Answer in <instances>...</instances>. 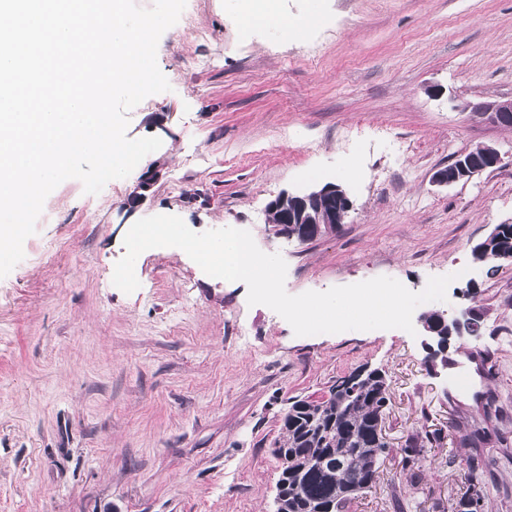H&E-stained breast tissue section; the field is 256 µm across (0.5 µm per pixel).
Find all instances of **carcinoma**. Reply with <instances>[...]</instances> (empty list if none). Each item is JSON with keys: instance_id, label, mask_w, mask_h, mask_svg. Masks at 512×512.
<instances>
[{"instance_id": "obj_1", "label": "carcinoma", "mask_w": 512, "mask_h": 512, "mask_svg": "<svg viewBox=\"0 0 512 512\" xmlns=\"http://www.w3.org/2000/svg\"><path fill=\"white\" fill-rule=\"evenodd\" d=\"M498 232L481 249H472L474 259L499 268L512 264V224L497 225ZM482 321L474 318L464 330L453 327L440 338L437 351L444 352L454 336H477ZM385 372L369 374L352 381L342 377L330 387L329 397L311 401L295 397L283 413L280 495L285 512H348L359 495L372 487L376 460L390 453V446L378 421L387 404ZM492 398L481 405L478 427L465 417L455 423L459 443L478 448L502 440V434L490 427ZM441 433L424 437L410 435L399 449L403 469L411 481L421 475L423 448L438 443ZM469 485L465 492L448 502L442 512H484V500L474 464H467Z\"/></svg>"}]
</instances>
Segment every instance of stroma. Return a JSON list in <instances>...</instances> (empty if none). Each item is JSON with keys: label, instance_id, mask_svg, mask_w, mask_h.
Masks as SVG:
<instances>
[{"label": "stroma", "instance_id": "stroma-1", "mask_svg": "<svg viewBox=\"0 0 512 512\" xmlns=\"http://www.w3.org/2000/svg\"><path fill=\"white\" fill-rule=\"evenodd\" d=\"M241 6L186 0L157 48L170 91L128 113V138L161 147L99 194L59 184L0 278V512H272L289 398L327 395L364 366L387 373L391 451L350 512H439L470 459L486 512H512V266L472 256L512 224V126L460 110L512 98V0H276L280 24L246 30ZM478 144L505 166L433 182ZM328 183L353 202L335 232L270 233L272 199ZM160 214L248 230L283 256L293 295L378 276L419 292L453 275L444 309L480 310L484 329L452 340L438 368L426 336L401 329L298 337L248 305L245 283L175 247L141 253L124 293V238ZM488 395L503 444L460 447L455 419ZM435 431L406 482L399 448Z\"/></svg>", "mask_w": 512, "mask_h": 512}]
</instances>
